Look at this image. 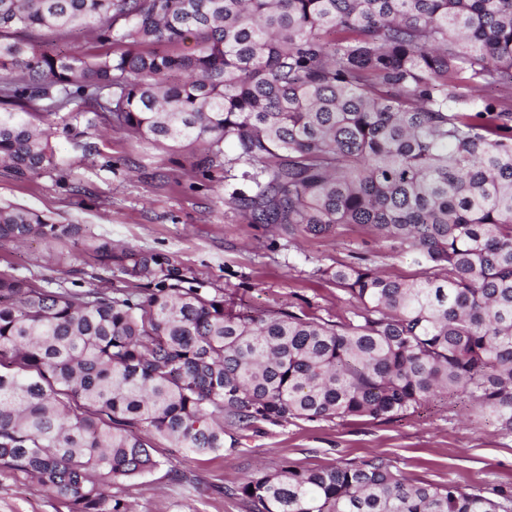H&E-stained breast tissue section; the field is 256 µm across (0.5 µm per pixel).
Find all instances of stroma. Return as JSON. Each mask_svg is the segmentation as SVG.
Masks as SVG:
<instances>
[{"instance_id":"obj_1","label":"stroma","mask_w":512,"mask_h":512,"mask_svg":"<svg viewBox=\"0 0 512 512\" xmlns=\"http://www.w3.org/2000/svg\"><path fill=\"white\" fill-rule=\"evenodd\" d=\"M65 113L44 119L53 128L55 169L18 178L0 162V201L77 224L76 238H30L0 245V271L48 288L113 290L119 274L104 269L87 245L105 236L117 248L153 251L193 287L223 290L234 306L286 309L329 321L349 317L348 295L320 276V268L366 258L383 274L419 277L416 254L349 224L335 231L288 237L250 224L228 205L237 183L220 168L206 169L197 146L170 149L103 124L92 127L93 152L60 128ZM161 465L116 488L131 512H251L233 490L285 464L306 469L359 465L380 457L404 477L491 489L512 485V433L501 430L466 396L434 399L417 412L390 419H295L248 429L224 428V448L196 455L144 426ZM183 480L172 478L173 471ZM0 512H69L40 485L0 469Z\"/></svg>"}]
</instances>
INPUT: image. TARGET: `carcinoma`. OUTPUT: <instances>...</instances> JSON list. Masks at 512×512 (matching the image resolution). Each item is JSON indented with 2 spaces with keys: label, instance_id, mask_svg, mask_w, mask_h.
I'll list each match as a JSON object with an SVG mask.
<instances>
[{
  "label": "carcinoma",
  "instance_id": "cac0c4a2",
  "mask_svg": "<svg viewBox=\"0 0 512 512\" xmlns=\"http://www.w3.org/2000/svg\"><path fill=\"white\" fill-rule=\"evenodd\" d=\"M92 28L118 49L31 42ZM512 0H0V161L55 168L78 116L204 145L229 204L290 236L357 224L413 250V280L318 269L351 298L339 322L236 308L186 287L159 253L99 263L147 288L48 290L0 272V469L69 512H130L112 488L160 465L144 424L196 454L224 424L389 419L466 395L512 432ZM230 144L232 154L224 153ZM0 202V243L79 233ZM253 512H512V487L412 482L382 458L284 466L237 488Z\"/></svg>",
  "mask_w": 512,
  "mask_h": 512
}]
</instances>
